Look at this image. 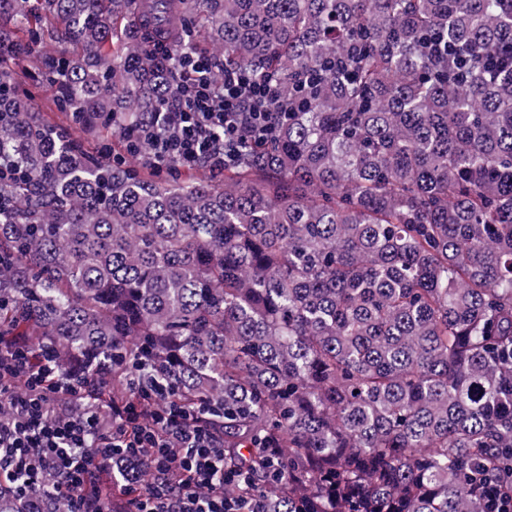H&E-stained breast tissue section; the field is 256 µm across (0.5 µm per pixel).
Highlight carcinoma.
<instances>
[{"label": "carcinoma", "instance_id": "carcinoma-1", "mask_svg": "<svg viewBox=\"0 0 512 512\" xmlns=\"http://www.w3.org/2000/svg\"><path fill=\"white\" fill-rule=\"evenodd\" d=\"M204 46L288 109L222 187L90 155L20 90L139 136ZM0 59V336L164 367L262 512H484L512 465V0H0Z\"/></svg>", "mask_w": 512, "mask_h": 512}]
</instances>
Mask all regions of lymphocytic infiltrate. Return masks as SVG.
Listing matches in <instances>:
<instances>
[{
    "mask_svg": "<svg viewBox=\"0 0 512 512\" xmlns=\"http://www.w3.org/2000/svg\"><path fill=\"white\" fill-rule=\"evenodd\" d=\"M181 65L190 82L145 136L155 167L220 172L241 148L276 135L285 114L275 108V77L255 83L234 69L218 82L207 55ZM127 385L134 400L113 410L98 377L59 372L51 345L0 336V401L10 406L0 415V496L36 495L52 471L68 512H110L96 476L112 467L131 512H258L255 497H225L224 433L204 413L168 402L162 369L139 368Z\"/></svg>",
    "mask_w": 512,
    "mask_h": 512,
    "instance_id": "f902f5d3",
    "label": "lymphocytic infiltrate"
}]
</instances>
